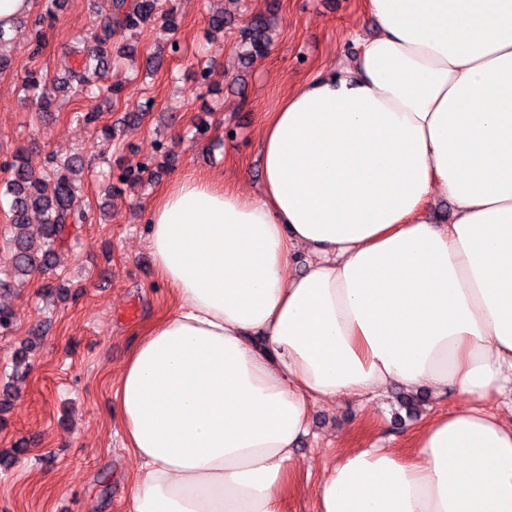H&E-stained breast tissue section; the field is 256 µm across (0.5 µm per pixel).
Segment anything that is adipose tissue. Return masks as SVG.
I'll use <instances>...</instances> for the list:
<instances>
[{"label":"adipose tissue","instance_id":"ef3b65f1","mask_svg":"<svg viewBox=\"0 0 512 512\" xmlns=\"http://www.w3.org/2000/svg\"><path fill=\"white\" fill-rule=\"evenodd\" d=\"M365 6L271 112L258 193L180 176L149 210L175 305L117 375L131 512H284L312 406L394 387L466 403L341 449L318 512H512V0Z\"/></svg>","mask_w":512,"mask_h":512}]
</instances>
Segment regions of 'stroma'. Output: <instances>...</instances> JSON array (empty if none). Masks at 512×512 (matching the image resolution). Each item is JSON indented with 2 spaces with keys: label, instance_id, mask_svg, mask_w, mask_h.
I'll return each mask as SVG.
<instances>
[{
  "label": "stroma",
  "instance_id": "1",
  "mask_svg": "<svg viewBox=\"0 0 512 512\" xmlns=\"http://www.w3.org/2000/svg\"><path fill=\"white\" fill-rule=\"evenodd\" d=\"M179 19L171 34L148 26L135 39L118 34L113 50L134 42L138 58L160 54L154 72L133 71L120 58L102 85H121L122 95L92 104L112 138L81 119L86 99H59L40 111L25 97L22 75L31 67L46 86L78 64L70 49L76 38L99 31L110 0H68L44 28L43 48L33 52L29 26L11 32V69L0 71V162L23 151L38 172L50 156L81 154L91 169L81 189L87 222L60 254L55 273L34 274L0 296L15 314L14 327L0 333V390L11 406L0 416V512H130L137 468L126 450L115 376L144 329L167 314L173 301L159 281L147 247V211L179 175L193 174L244 185L258 192L260 132L292 85L305 82L353 55L352 32L375 35L378 26L364 0H172ZM223 11V32L209 17ZM258 14L276 18L272 42L261 56L242 58L239 30ZM209 78H202V68ZM154 103L141 121H126L145 100ZM206 119L209 132L196 137ZM167 149L173 163L141 184L108 187L115 159L143 163ZM42 339L31 367L14 376L17 353L33 330ZM377 420L382 446L406 448L418 424L403 416L395 398L367 405L344 399L311 413V430L300 446L304 464L285 512H314L317 484L343 446L358 447ZM27 452L9 458L11 448Z\"/></svg>",
  "mask_w": 512,
  "mask_h": 512
}]
</instances>
